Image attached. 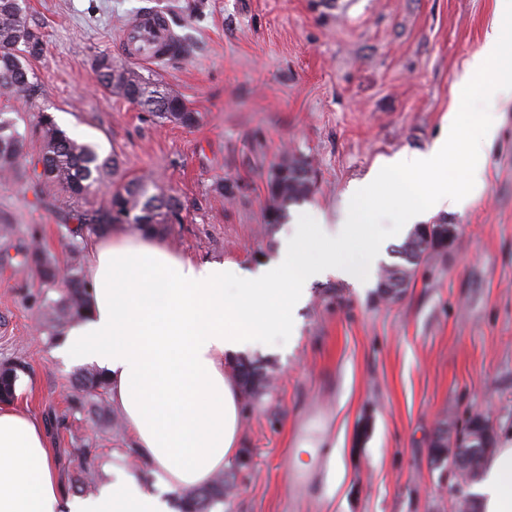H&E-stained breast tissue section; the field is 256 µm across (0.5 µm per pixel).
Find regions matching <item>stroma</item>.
<instances>
[{
	"mask_svg": "<svg viewBox=\"0 0 512 512\" xmlns=\"http://www.w3.org/2000/svg\"><path fill=\"white\" fill-rule=\"evenodd\" d=\"M350 2L339 15L322 0H28L44 40L30 61L35 101L19 108L29 162L41 154L43 110L119 163L80 201L28 175L0 179V224L13 226L0 234V363L24 365L14 404L43 422L63 484L82 447H101L102 424L71 408L80 366L53 355L27 244L67 266L62 217L149 175L182 204L180 222L154 241L249 271L276 257L289 225L340 220L345 193L385 160L428 150L453 104L488 110L458 80L495 0ZM153 7L184 52L129 61L119 34ZM104 53L176 89L196 123L157 122L98 87ZM492 113L485 195L436 215L457 225L455 249L423 263L395 301L338 276L312 282L296 331L249 354L274 382L242 399L249 464L225 466L234 487L223 512H451L430 464L435 429L477 409L512 430V101ZM289 152L310 162L313 189L287 223L270 226L267 181Z\"/></svg>",
	"mask_w": 512,
	"mask_h": 512,
	"instance_id": "35a3bbf8",
	"label": "stroma"
}]
</instances>
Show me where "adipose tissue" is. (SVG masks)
<instances>
[{
  "label": "adipose tissue",
  "instance_id": "1",
  "mask_svg": "<svg viewBox=\"0 0 512 512\" xmlns=\"http://www.w3.org/2000/svg\"><path fill=\"white\" fill-rule=\"evenodd\" d=\"M512 0H496L495 18L461 85L496 105L512 97ZM483 127L471 140L470 124ZM492 119L453 108L424 152L404 151L353 186L341 224H318L313 237L294 232L278 259L245 272L199 263L154 243L145 233L97 235L86 272L91 311L71 330L61 356L96 364L110 382L113 406L134 448L169 488L208 485L241 454L242 395L228 364L264 338L291 331V314L313 280L339 271L368 278L388 237L402 236L424 214L461 211L487 187ZM407 191L395 199L392 188ZM398 206V222L382 230L373 216ZM480 512H512V435L503 438L472 488ZM0 512H171L133 476L97 495L67 494L52 463L43 423L0 405Z\"/></svg>",
  "mask_w": 512,
  "mask_h": 512
}]
</instances>
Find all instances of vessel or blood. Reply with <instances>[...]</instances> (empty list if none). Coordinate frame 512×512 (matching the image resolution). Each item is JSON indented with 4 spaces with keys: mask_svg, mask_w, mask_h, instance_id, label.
<instances>
[{
    "mask_svg": "<svg viewBox=\"0 0 512 512\" xmlns=\"http://www.w3.org/2000/svg\"><path fill=\"white\" fill-rule=\"evenodd\" d=\"M119 52L126 58L152 63L177 55L178 38L166 14L150 10L126 24Z\"/></svg>",
    "mask_w": 512,
    "mask_h": 512,
    "instance_id": "b4317fda",
    "label": "vessel or blood"
}]
</instances>
